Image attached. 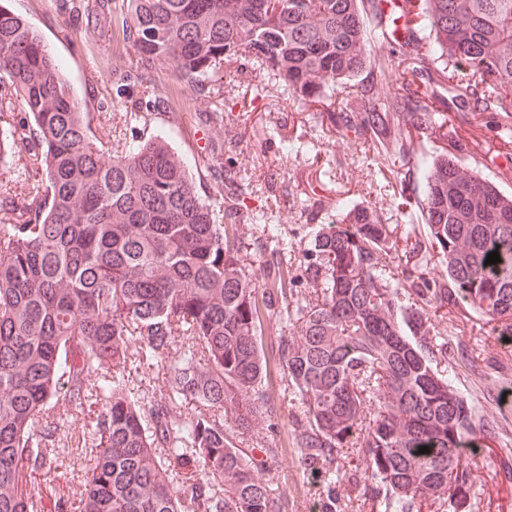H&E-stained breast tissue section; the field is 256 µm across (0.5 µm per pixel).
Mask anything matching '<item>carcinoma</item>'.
Masks as SVG:
<instances>
[{"instance_id":"obj_1","label":"carcinoma","mask_w":512,"mask_h":512,"mask_svg":"<svg viewBox=\"0 0 512 512\" xmlns=\"http://www.w3.org/2000/svg\"><path fill=\"white\" fill-rule=\"evenodd\" d=\"M421 48L405 55L393 104L373 102L361 80L372 67L363 0H126L143 64H167L202 94L217 66L246 54L293 96L323 102L336 136L373 138L405 157L438 105L477 117L512 104V0H416ZM438 79L416 83L420 50ZM0 85L25 107L38 147L43 202L0 225V512H33L26 473L51 462L47 404L102 405L82 512H288V498L255 476L219 412L239 426L270 411L259 392L267 360L263 319L293 298L294 280L274 261L247 277L235 230L240 189L217 224L168 143L154 139L112 157L96 146L86 114L41 36L0 5ZM426 194L417 215L446 264L438 281L409 267L423 242L396 253L400 287L384 288L381 253L394 229L349 198L334 224L315 228L299 261L322 298L297 310V335L278 361L306 420L294 431L303 461L336 484L337 452L358 444L383 487L385 512H421L437 496L466 497L457 450L489 430L446 376L448 342L430 337L428 310L468 305L499 341L512 340V194L441 149L421 157ZM500 261L485 264L491 252ZM420 300L404 306L401 295ZM180 336L192 348L172 354ZM136 346L137 357L130 347ZM205 364L197 362L198 356ZM167 360V390L213 408L175 417L128 386L134 363ZM101 376L95 392L92 378ZM377 398L379 410L365 420ZM426 446L429 452L421 453Z\"/></svg>"}]
</instances>
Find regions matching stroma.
Segmentation results:
<instances>
[{"label":"stroma","instance_id":"stroma-1","mask_svg":"<svg viewBox=\"0 0 512 512\" xmlns=\"http://www.w3.org/2000/svg\"><path fill=\"white\" fill-rule=\"evenodd\" d=\"M5 6L42 35L103 152L118 155L130 143L165 136L219 222L227 179L243 186L237 244L245 275L260 272L272 254L299 275L312 228L336 222L341 196L376 208L400 233L423 237V225L411 219L424 192L416 156L391 166L371 144L340 139L321 117L323 104L289 95L256 71L247 56L226 61L200 96L169 66L141 64L126 34L122 0H5ZM447 117V137H439L434 127L421 131L418 153L442 147L462 165L495 178V170L483 167L478 155L512 139V119L487 113L477 122L470 112L453 110ZM25 122L20 101L1 95L0 131L12 135L0 148V220L5 222L14 212L38 206L44 194ZM287 142L292 151H284ZM296 322L292 311L262 322L268 372L261 390L271 413L240 431L228 413L224 426L232 430L235 446L258 460V477L287 496L288 512H320L331 495L337 512H384V491L360 449H340L333 463L339 479L332 486L303 465L293 445L305 407L278 363L277 346L280 337L293 334ZM429 322L432 336L473 351L470 362L449 355L452 384L479 422L493 428L492 435L460 450V468L472 487L466 512H512V344L489 336L479 314L462 306L430 310ZM97 414L94 406L48 404L45 418L58 427V448L51 467L28 474L27 489L34 496L64 494L67 512H80L84 475L99 442ZM270 448L278 449L277 458L267 457Z\"/></svg>","mask_w":512,"mask_h":512}]
</instances>
